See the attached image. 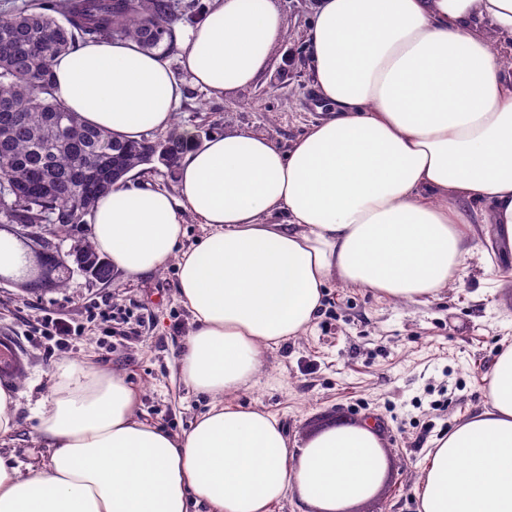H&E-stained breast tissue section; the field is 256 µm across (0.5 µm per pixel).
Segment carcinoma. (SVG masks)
Returning a JSON list of instances; mask_svg holds the SVG:
<instances>
[{
  "label": "carcinoma",
  "instance_id": "1",
  "mask_svg": "<svg viewBox=\"0 0 512 512\" xmlns=\"http://www.w3.org/2000/svg\"><path fill=\"white\" fill-rule=\"evenodd\" d=\"M194 0H3L0 4V224H48L58 238L85 225L96 200L135 168L161 163L177 174L187 149L174 127L163 152L149 140L124 141L87 124L55 95L52 60L80 44L133 40L152 52L171 45L175 25L196 17ZM94 280L112 267L80 238ZM44 273L28 276L32 292L61 288L73 269L50 248Z\"/></svg>",
  "mask_w": 512,
  "mask_h": 512
}]
</instances>
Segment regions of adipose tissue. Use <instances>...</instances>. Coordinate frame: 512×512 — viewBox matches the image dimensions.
I'll return each mask as SVG.
<instances>
[{
    "label": "adipose tissue",
    "mask_w": 512,
    "mask_h": 512,
    "mask_svg": "<svg viewBox=\"0 0 512 512\" xmlns=\"http://www.w3.org/2000/svg\"><path fill=\"white\" fill-rule=\"evenodd\" d=\"M286 37L277 0H211L180 43L197 85L257 82ZM512 0H316L305 33L328 117L281 146L252 131L189 147L175 191L120 183L89 217L91 240L128 280L176 261L193 329L183 383L211 399L179 434L140 419L123 374L62 361L36 410L46 461L8 451L16 398L0 387V512H346L382 486L371 422L289 445L280 419L234 396L265 352L309 331L337 282L423 303L480 244L512 252ZM56 95L88 124L141 140L170 130L182 87L134 42L57 55ZM205 232L184 245L186 216ZM285 216L282 224L271 223ZM421 512H512V343L485 404L428 452Z\"/></svg>",
    "instance_id": "obj_1"
}]
</instances>
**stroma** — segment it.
<instances>
[{
  "mask_svg": "<svg viewBox=\"0 0 512 512\" xmlns=\"http://www.w3.org/2000/svg\"><path fill=\"white\" fill-rule=\"evenodd\" d=\"M286 39L256 84L217 96L180 74L184 94L174 121L201 138L251 129L287 144L321 118L302 34L315 0H278ZM497 275L479 261L430 304L386 302L358 288L330 283L314 327L267 350L264 365L238 402L278 415L291 444L337 424L373 421L389 459L378 493L359 512H419L414 488L436 439L483 400L485 374L503 340L512 341V255L494 256ZM112 305L109 322L90 320L87 308ZM65 312L85 329L66 355L45 349L39 321L45 309ZM181 303L175 263L128 281L113 274L101 284L74 274L66 287L32 293L0 284V332L15 336L29 370L11 387L17 394L12 443L25 463L48 455L35 408L48 394L61 359L93 361L125 374L138 390L139 414L173 433L204 412L209 397L182 383L177 361L191 330Z\"/></svg>",
  "mask_w": 512,
  "mask_h": 512,
  "instance_id": "obj_1",
  "label": "stroma"
}]
</instances>
